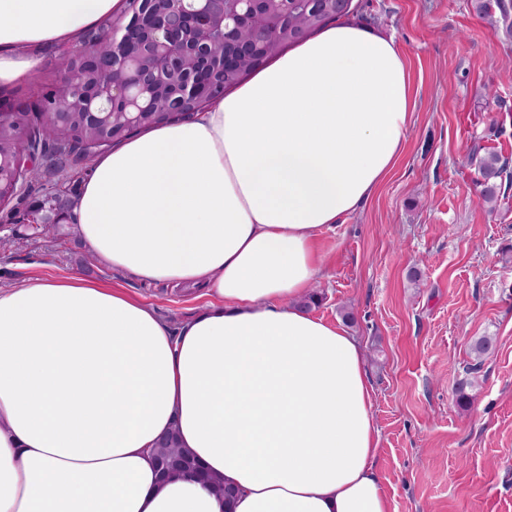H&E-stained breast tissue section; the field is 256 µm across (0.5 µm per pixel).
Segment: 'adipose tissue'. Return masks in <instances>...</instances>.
Here are the masks:
<instances>
[{
	"instance_id": "1",
	"label": "adipose tissue",
	"mask_w": 512,
	"mask_h": 512,
	"mask_svg": "<svg viewBox=\"0 0 512 512\" xmlns=\"http://www.w3.org/2000/svg\"><path fill=\"white\" fill-rule=\"evenodd\" d=\"M126 0H0V86ZM412 121L393 36L345 16L212 100L98 156L73 207L97 258L198 289L171 331L76 275L0 287V512H391L361 344L299 300L321 234L399 163ZM234 492L160 483L169 429Z\"/></svg>"
}]
</instances>
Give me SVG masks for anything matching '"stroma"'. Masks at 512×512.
<instances>
[{
  "instance_id": "obj_1",
  "label": "stroma",
  "mask_w": 512,
  "mask_h": 512,
  "mask_svg": "<svg viewBox=\"0 0 512 512\" xmlns=\"http://www.w3.org/2000/svg\"><path fill=\"white\" fill-rule=\"evenodd\" d=\"M356 19L392 35L413 78L405 150L377 193L325 230L312 312L353 315L380 433L376 466L392 512H512V185L485 204L478 162L512 172V33L499 0H353ZM62 45L41 49L34 75L5 88L35 102L62 75ZM33 186L0 209V285L85 275L125 289L179 328L198 292L145 282L88 253L71 224L35 239L23 218L44 199ZM491 349H475L482 337ZM469 379L470 400L455 386Z\"/></svg>"
}]
</instances>
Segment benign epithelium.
Instances as JSON below:
<instances>
[{
  "label": "benign epithelium",
  "mask_w": 512,
  "mask_h": 512,
  "mask_svg": "<svg viewBox=\"0 0 512 512\" xmlns=\"http://www.w3.org/2000/svg\"><path fill=\"white\" fill-rule=\"evenodd\" d=\"M112 20L104 44L85 41L71 52L61 86L67 97L49 113L61 127L76 113L117 136V127L152 118L188 116L203 101L199 76L209 73L208 99L224 94V79L260 46L241 37L247 19L263 12L268 25L288 28V0H135ZM35 157L0 153V209L17 199V187Z\"/></svg>",
  "instance_id": "7a95c632"
}]
</instances>
